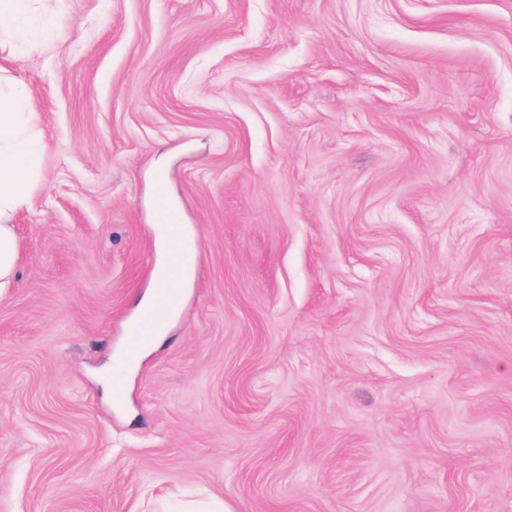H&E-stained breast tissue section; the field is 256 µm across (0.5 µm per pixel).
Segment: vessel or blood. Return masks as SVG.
I'll return each mask as SVG.
<instances>
[{
  "label": "vessel or blood",
  "mask_w": 512,
  "mask_h": 512,
  "mask_svg": "<svg viewBox=\"0 0 512 512\" xmlns=\"http://www.w3.org/2000/svg\"><path fill=\"white\" fill-rule=\"evenodd\" d=\"M154 221L166 228L165 263L168 270L166 280L157 282L154 301L130 325V344L127 358H135L141 346L148 342L167 322L182 298L179 275L184 269L188 255L186 250V227L179 209L170 201L164 183H157L154 195Z\"/></svg>",
  "instance_id": "obj_1"
}]
</instances>
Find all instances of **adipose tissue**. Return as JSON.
<instances>
[{"label": "adipose tissue", "mask_w": 512, "mask_h": 512, "mask_svg": "<svg viewBox=\"0 0 512 512\" xmlns=\"http://www.w3.org/2000/svg\"><path fill=\"white\" fill-rule=\"evenodd\" d=\"M37 117V101L24 82L0 92V288L9 284L15 272L17 242L9 218L28 197L37 158L26 142Z\"/></svg>", "instance_id": "ef3b65f1"}]
</instances>
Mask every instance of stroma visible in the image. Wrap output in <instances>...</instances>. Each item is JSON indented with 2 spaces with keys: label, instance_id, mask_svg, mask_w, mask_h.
I'll use <instances>...</instances> for the list:
<instances>
[{
  "label": "stroma",
  "instance_id": "1",
  "mask_svg": "<svg viewBox=\"0 0 512 512\" xmlns=\"http://www.w3.org/2000/svg\"><path fill=\"white\" fill-rule=\"evenodd\" d=\"M54 5L0 512H512V0ZM159 174L197 255L128 363Z\"/></svg>",
  "mask_w": 512,
  "mask_h": 512
}]
</instances>
